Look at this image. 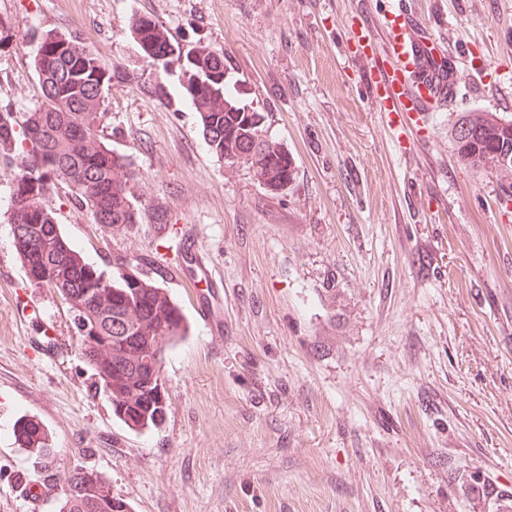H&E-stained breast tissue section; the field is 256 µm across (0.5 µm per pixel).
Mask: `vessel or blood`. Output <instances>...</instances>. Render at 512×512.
I'll list each match as a JSON object with an SVG mask.
<instances>
[{"label":"vessel or blood","mask_w":512,"mask_h":512,"mask_svg":"<svg viewBox=\"0 0 512 512\" xmlns=\"http://www.w3.org/2000/svg\"><path fill=\"white\" fill-rule=\"evenodd\" d=\"M356 40L380 53L381 60L372 69L377 111L396 114L402 124L420 128L433 106L448 97L446 53L417 37L408 17L399 9L384 16L381 28L362 24ZM181 251L195 271V283L203 287L201 316L212 327L221 326L223 319L217 311L221 279L195 242H182Z\"/></svg>","instance_id":"b4317fda"}]
</instances>
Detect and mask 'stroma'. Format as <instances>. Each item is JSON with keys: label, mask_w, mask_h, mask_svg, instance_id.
Returning <instances> with one entry per match:
<instances>
[{"label": "stroma", "mask_w": 512, "mask_h": 512, "mask_svg": "<svg viewBox=\"0 0 512 512\" xmlns=\"http://www.w3.org/2000/svg\"><path fill=\"white\" fill-rule=\"evenodd\" d=\"M414 15L460 83L429 134L391 131L353 16ZM224 52L229 88L264 112L296 165L268 190L209 149L170 71L155 89L129 22ZM0 110L33 109L43 33L76 37L120 75L102 140L135 171L166 229L108 231L65 187L50 204L86 261L137 266L187 319L166 350L167 409L136 433L112 414L57 292L30 287L13 247L0 159V512H58L63 477L106 479L131 512H499L512 492V182L462 165V113L512 121V0H0ZM224 278L223 333L198 314L180 240ZM37 419L51 454L19 447ZM37 481L38 496L26 486Z\"/></svg>", "instance_id": "stroma-1"}]
</instances>
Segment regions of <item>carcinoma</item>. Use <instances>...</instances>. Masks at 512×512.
Returning a JSON list of instances; mask_svg holds the SVG:
<instances>
[{
    "mask_svg": "<svg viewBox=\"0 0 512 512\" xmlns=\"http://www.w3.org/2000/svg\"><path fill=\"white\" fill-rule=\"evenodd\" d=\"M130 34L140 53H155L172 43L165 29L147 15L130 22ZM181 78L183 95L197 112L210 150L230 163L247 162L271 191H282L295 177L288 151L266 139L265 115L247 112L226 88L224 52L200 43L186 45ZM42 91L41 103L19 116L0 111V156L14 167L12 187L27 185L14 235V248L30 286L67 287L68 310L80 341L83 359L97 384L112 401V410L127 427L142 432L165 415L161 365L165 351L186 333V318L168 292L120 262L115 274L88 263L61 234L50 206L54 189L63 185L78 210L94 206L98 223L120 230L124 224L154 220L166 224L162 212L149 215L136 204L132 182L136 174L97 134L104 93L116 73L101 53L72 36L48 31L41 35L33 61ZM210 76V85L192 87V77ZM467 130L455 139L459 160L479 172L512 174V122L493 112L460 116L454 129ZM42 251L43 264L32 266ZM138 281L141 302H130L131 284ZM96 323L102 336L112 337V349L102 348L83 334ZM140 336L145 349L125 345ZM20 445L49 453L51 444L40 423L21 417L14 424ZM59 512H113L111 499L83 483V473L64 477Z\"/></svg>",
    "mask_w": 512,
    "mask_h": 512,
    "instance_id": "obj_1",
    "label": "carcinoma"
}]
</instances>
